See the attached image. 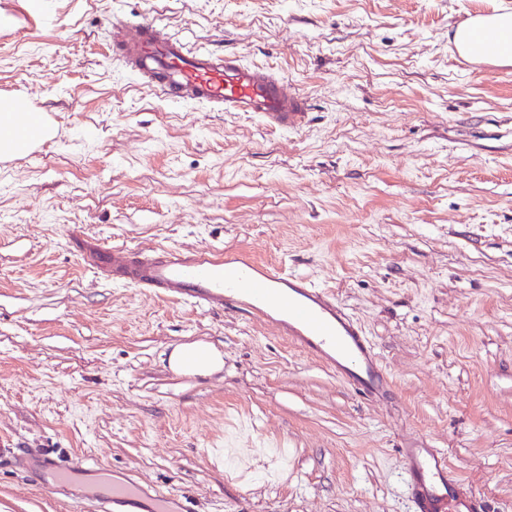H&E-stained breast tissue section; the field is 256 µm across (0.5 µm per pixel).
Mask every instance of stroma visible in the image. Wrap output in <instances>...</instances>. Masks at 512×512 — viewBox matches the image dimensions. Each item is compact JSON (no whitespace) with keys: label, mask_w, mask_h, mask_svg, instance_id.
Here are the masks:
<instances>
[{"label":"stroma","mask_w":512,"mask_h":512,"mask_svg":"<svg viewBox=\"0 0 512 512\" xmlns=\"http://www.w3.org/2000/svg\"><path fill=\"white\" fill-rule=\"evenodd\" d=\"M512 0H0V98L53 113L0 167V436L183 495L190 512H411L400 448H435L512 512V66L448 41ZM276 70L310 121L167 103L107 17ZM108 245L241 250L327 289L392 397L368 400L242 313L94 276ZM209 344L210 376L172 348ZM283 444L287 469L225 463ZM0 461V512H91ZM176 373L207 375L222 368V355L215 348L198 343L176 346L169 355Z\"/></svg>","instance_id":"stroma-1"}]
</instances>
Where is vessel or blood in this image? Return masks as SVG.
Masks as SVG:
<instances>
[{"mask_svg":"<svg viewBox=\"0 0 512 512\" xmlns=\"http://www.w3.org/2000/svg\"><path fill=\"white\" fill-rule=\"evenodd\" d=\"M112 28L124 66L162 100L217 112H254L266 127L278 130H298L308 122L305 96L287 88L270 69L250 65L236 54L192 45L149 19L116 22ZM75 243L94 275L205 310L235 309L273 325L364 397L376 398L390 385L364 328L333 295L303 276L263 264L244 251L165 246L136 250L85 236L76 237ZM400 459L413 512H484L440 450L404 448ZM17 463L46 476L52 488L103 476L99 489L88 496L97 512H117L128 504L143 512H187L182 497L128 475L119 481L105 479L102 466L63 465L47 455L21 457Z\"/></svg>","mask_w":512,"mask_h":512,"instance_id":"1","label":"vessel or blood"}]
</instances>
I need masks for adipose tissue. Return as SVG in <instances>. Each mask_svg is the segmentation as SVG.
Instances as JSON below:
<instances>
[{
    "label": "adipose tissue",
    "mask_w": 512,
    "mask_h": 512,
    "mask_svg": "<svg viewBox=\"0 0 512 512\" xmlns=\"http://www.w3.org/2000/svg\"><path fill=\"white\" fill-rule=\"evenodd\" d=\"M452 42L462 56L512 65V13L470 18L455 28ZM39 122V113L22 114L14 102L0 103V153L14 154ZM169 364L177 373L207 375L220 370L223 359L215 348L193 343L176 346Z\"/></svg>",
    "instance_id": "adipose-tissue-1"
}]
</instances>
